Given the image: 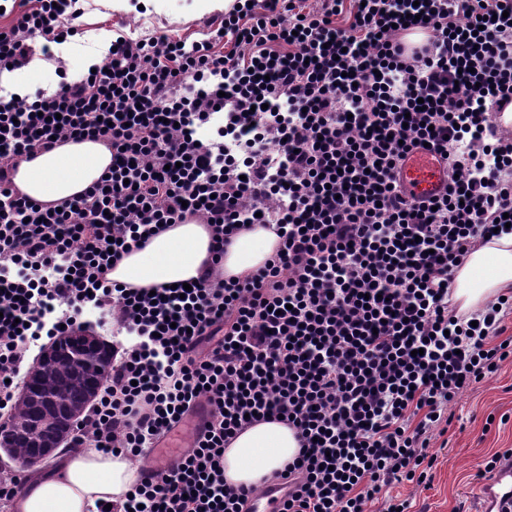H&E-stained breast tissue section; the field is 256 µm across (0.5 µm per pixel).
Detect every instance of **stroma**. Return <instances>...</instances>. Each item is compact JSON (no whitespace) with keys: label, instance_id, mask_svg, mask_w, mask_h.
<instances>
[{"label":"stroma","instance_id":"35a3bbf8","mask_svg":"<svg viewBox=\"0 0 512 512\" xmlns=\"http://www.w3.org/2000/svg\"><path fill=\"white\" fill-rule=\"evenodd\" d=\"M77 32L54 46L52 58L35 68L22 67L30 91L54 92L65 80L85 73L86 56L111 41L116 32L135 39L162 33L187 42L203 39L215 16L204 0H79ZM453 420L429 484L399 487L415 512H476V473L492 454L512 448V359L464 391L451 407Z\"/></svg>","mask_w":512,"mask_h":512}]
</instances>
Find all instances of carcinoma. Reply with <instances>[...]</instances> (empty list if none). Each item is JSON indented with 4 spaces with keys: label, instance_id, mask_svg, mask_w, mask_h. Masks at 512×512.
I'll list each match as a JSON object with an SVG mask.
<instances>
[{
    "label": "carcinoma",
    "instance_id": "obj_1",
    "mask_svg": "<svg viewBox=\"0 0 512 512\" xmlns=\"http://www.w3.org/2000/svg\"><path fill=\"white\" fill-rule=\"evenodd\" d=\"M60 350L62 355L54 363L32 369L28 391L20 395L11 414L15 431L11 454L15 461L55 438V411L65 409L82 418L93 383L105 382L98 354L80 351L68 340L60 342Z\"/></svg>",
    "mask_w": 512,
    "mask_h": 512
}]
</instances>
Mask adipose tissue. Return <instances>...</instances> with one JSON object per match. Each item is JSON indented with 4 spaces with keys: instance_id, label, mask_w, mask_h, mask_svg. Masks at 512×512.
I'll list each match as a JSON object with an SVG mask.
<instances>
[{
    "instance_id": "adipose-tissue-1",
    "label": "adipose tissue",
    "mask_w": 512,
    "mask_h": 512,
    "mask_svg": "<svg viewBox=\"0 0 512 512\" xmlns=\"http://www.w3.org/2000/svg\"><path fill=\"white\" fill-rule=\"evenodd\" d=\"M112 162L98 142H70L21 162L14 182L27 196L45 203L80 194ZM279 239L273 229L254 225L234 237L224 254V276H240L263 265ZM212 238L206 225L175 224L125 255L113 267V282L149 287L196 279L211 263ZM512 291V236L476 242L458 270L453 299L467 312L498 294ZM295 433L276 422H260L241 432L224 451V476L234 485H259L298 452ZM139 464L126 455H104L87 448L51 474L29 482L11 502V512H96L97 503L122 502L139 476Z\"/></svg>"
}]
</instances>
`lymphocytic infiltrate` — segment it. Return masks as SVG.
Listing matches in <instances>:
<instances>
[{"label": "lymphocytic infiltrate", "mask_w": 512, "mask_h": 512, "mask_svg": "<svg viewBox=\"0 0 512 512\" xmlns=\"http://www.w3.org/2000/svg\"><path fill=\"white\" fill-rule=\"evenodd\" d=\"M77 2L21 9L0 71L52 57ZM235 2L191 46L128 37L92 76L0 101V414L27 352L86 310L109 316L114 360L72 447L146 456L208 408L175 464L98 512H248L256 489L225 482L224 450L279 419L300 448L270 478L288 489L277 512H408L389 488L431 481L450 405L512 358V295L467 315L450 303L473 239L512 215L497 121L512 0ZM82 140L112 152L88 190L58 206L13 194L21 161ZM424 145L451 180L416 203L395 170ZM189 221L213 232L190 291L109 279L112 260ZM255 222L275 225V255L223 278L225 244Z\"/></svg>", "instance_id": "obj_1"}]
</instances>
